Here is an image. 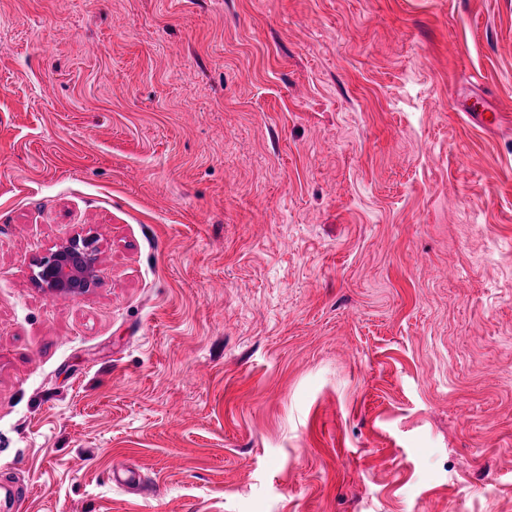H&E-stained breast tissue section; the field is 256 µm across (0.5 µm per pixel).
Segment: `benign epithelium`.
I'll return each instance as SVG.
<instances>
[{
    "mask_svg": "<svg viewBox=\"0 0 512 512\" xmlns=\"http://www.w3.org/2000/svg\"><path fill=\"white\" fill-rule=\"evenodd\" d=\"M94 251L91 238L75 237L61 244L39 262L37 284L56 294H81L97 279Z\"/></svg>",
    "mask_w": 512,
    "mask_h": 512,
    "instance_id": "7a95c632",
    "label": "benign epithelium"
}]
</instances>
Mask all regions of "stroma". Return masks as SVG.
Instances as JSON below:
<instances>
[{"label": "stroma", "mask_w": 512, "mask_h": 512, "mask_svg": "<svg viewBox=\"0 0 512 512\" xmlns=\"http://www.w3.org/2000/svg\"><path fill=\"white\" fill-rule=\"evenodd\" d=\"M9 501L512 512V0H0ZM92 238L75 237L39 262L36 282L46 290L63 295H80L97 279Z\"/></svg>", "instance_id": "obj_1"}]
</instances>
